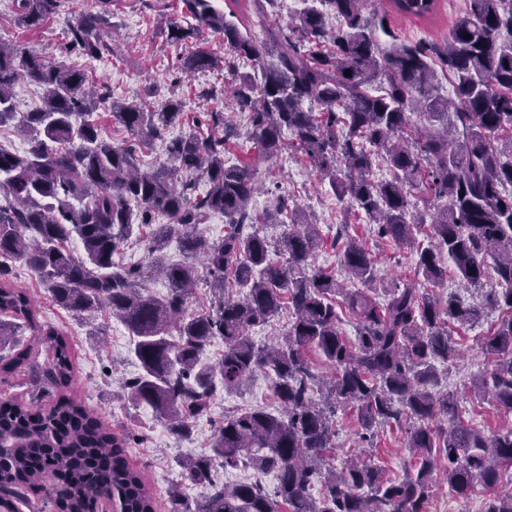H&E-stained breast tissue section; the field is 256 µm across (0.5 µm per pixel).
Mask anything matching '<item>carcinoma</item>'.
<instances>
[{"label": "carcinoma", "mask_w": 512, "mask_h": 512, "mask_svg": "<svg viewBox=\"0 0 512 512\" xmlns=\"http://www.w3.org/2000/svg\"><path fill=\"white\" fill-rule=\"evenodd\" d=\"M366 2L318 0L287 28L268 27L256 39L212 0H178L195 25L171 26L169 39L179 44L207 29L224 36V55L198 49L180 56L175 80L210 69L231 77L229 98L246 116L255 150L239 164L224 160L233 125L225 113L207 112L168 142L167 162L140 170L134 144L104 140L90 115L109 102L113 121L144 142L185 123L181 100L155 108L144 99L110 102L85 72L0 42V126L13 122L27 138L21 154L0 147V198L7 201L0 205V374L27 369L51 399L36 412L0 400V512H19L21 505L97 512L103 499L121 512H154L141 472L126 458L136 437L112 432L68 394L69 340L39 319L34 299L14 284L13 261L30 269L59 308L76 317L106 309L123 324L140 366L123 383L127 397L151 408L177 439L194 433L218 388L233 389L258 370L271 374L282 411L253 408L213 422L208 451L184 464V479L206 493L191 503L173 489L169 512H429L440 480L460 497L481 484L492 489L483 512H512V490L499 488L512 470V0H468L445 40L413 42L390 29L388 13L365 15ZM101 3L68 32L70 44L91 60L109 51L101 32L112 0ZM14 4L20 23L38 27L61 0ZM390 5L429 20L439 0ZM379 30L390 38L386 47ZM239 60L251 62L260 79L238 73ZM22 71L44 97L41 108L20 114L12 88ZM440 75L453 97L435 94ZM450 108L452 127L441 133L410 126L411 112L437 117ZM290 143L338 201L365 214L378 238L410 250L414 278L378 295L371 253L350 239L341 266L364 287L344 288L334 272L312 265L323 239L302 210L278 196L272 207L250 212L257 167ZM377 154L391 179L373 178ZM200 180L207 190L199 195ZM418 187L440 203L425 243L418 239L424 221L409 211ZM212 213L224 215L228 229L210 240L199 225ZM159 217L166 223H156ZM259 224L288 231L272 243L255 230ZM135 225L150 228L146 250L166 282L162 297L145 291L147 267L113 261ZM74 237L80 256L69 248ZM173 243L183 261L168 264L163 256ZM445 257L461 287L488 280L496 287L480 301L420 287V277L444 286ZM198 259L213 299L190 313ZM284 308L293 315L284 336L255 344L249 331ZM488 308L507 315L486 337L493 362L470 389L490 397L508 420L485 433L459 421L458 397L437 389V365L457 356L448 326L471 327ZM341 311L353 320V343L339 328ZM27 330L51 346L52 359L42 367L16 340ZM217 339L224 353L202 362ZM309 348L327 362L329 378L314 373ZM338 406L355 409L367 433L415 420L407 439L411 464L402 477H385L370 459L349 460L339 470L329 463L335 432L328 411ZM243 461L274 473V489L259 480L226 486L214 479L215 466ZM48 471L59 485L40 483Z\"/></svg>", "instance_id": "carcinoma-1"}]
</instances>
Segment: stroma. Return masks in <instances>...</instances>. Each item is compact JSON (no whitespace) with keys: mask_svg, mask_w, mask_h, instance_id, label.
I'll use <instances>...</instances> for the list:
<instances>
[{"mask_svg":"<svg viewBox=\"0 0 512 512\" xmlns=\"http://www.w3.org/2000/svg\"><path fill=\"white\" fill-rule=\"evenodd\" d=\"M213 4L222 11L233 10L239 26L256 38L262 37L268 26H287L298 10L288 9L286 0H277L272 8L259 7L255 0H213ZM466 6V0H441L434 20L415 22L394 14L389 20L401 39L440 40L447 36L453 21ZM99 9L97 0H63L57 15L41 27L30 29L16 23L14 0H0V39L19 44L45 62L88 69L87 58L71 49L67 32L80 14ZM111 11L113 25L103 30L102 37L113 52L99 60L95 70H88L97 85L119 101L148 97L160 103L174 96L183 101L184 110L190 116L223 111L226 92L223 72L200 71L180 85L170 83V69L178 56L197 48L223 53V35L204 30L185 43H173L168 37L169 26L185 27L190 23L176 0H119ZM256 177L266 189L254 196L251 202L254 210L265 209L280 194L308 213L317 224L324 244L315 254V267L339 270L338 251L332 241L339 225L344 224L349 235L368 244L375 258L378 281L391 285L413 275L415 258L410 251L393 242L377 240L368 219L363 214L345 211L328 182L300 154L285 150L282 156L263 164ZM33 289L43 319L70 338L74 364L70 394L89 405L106 426L141 431V440L128 449L127 458L141 471L154 498L155 512H167V492L172 486H182L192 501L203 495L202 487L184 485L180 464L207 448L212 420L248 408L261 407L274 413L280 409L270 379L259 371L247 387L219 392L211 403L209 418L197 422L193 436L175 440L150 408L132 405L122 393V380L139 371L125 327L103 313L83 318L72 316L53 304L45 288ZM498 318V310L492 309L480 324L453 329L452 337L461 350V358L440 370L441 390L461 395L462 421L487 431L499 426L500 413L489 401L475 398L470 382L491 364L490 357L482 350V342ZM412 426V421L405 420L397 426L379 427L374 441L367 443L360 438L356 411L337 410L332 461L340 468L353 457L372 459L387 475L401 476L411 462L406 442Z\"/></svg>","mask_w":512,"mask_h":512,"instance_id":"1","label":"stroma"}]
</instances>
